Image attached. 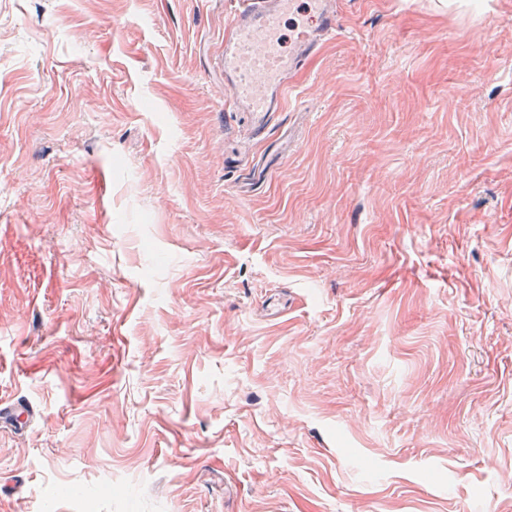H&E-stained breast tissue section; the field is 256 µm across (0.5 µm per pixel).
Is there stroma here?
<instances>
[{
    "label": "stroma",
    "mask_w": 512,
    "mask_h": 512,
    "mask_svg": "<svg viewBox=\"0 0 512 512\" xmlns=\"http://www.w3.org/2000/svg\"><path fill=\"white\" fill-rule=\"evenodd\" d=\"M231 0H0V512H512V0H341L263 137Z\"/></svg>",
    "instance_id": "obj_1"
}]
</instances>
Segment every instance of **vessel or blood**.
I'll list each match as a JSON object with an SVG mask.
<instances>
[{
    "label": "vessel or blood",
    "mask_w": 512,
    "mask_h": 512,
    "mask_svg": "<svg viewBox=\"0 0 512 512\" xmlns=\"http://www.w3.org/2000/svg\"><path fill=\"white\" fill-rule=\"evenodd\" d=\"M318 26L303 22L305 14ZM338 0H236L224 34L228 106L254 116L252 132L262 136L269 113L283 111L293 81L336 33Z\"/></svg>",
    "instance_id": "1"
}]
</instances>
